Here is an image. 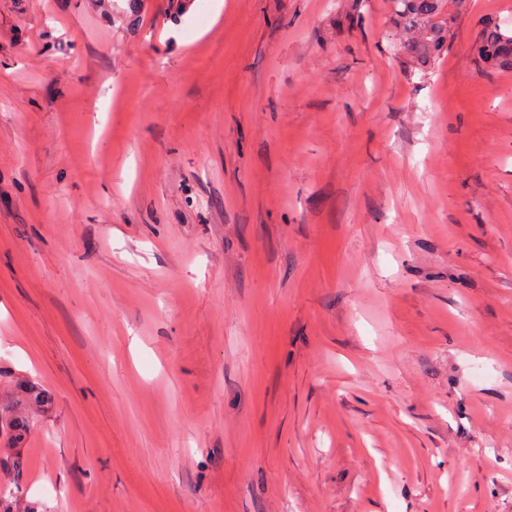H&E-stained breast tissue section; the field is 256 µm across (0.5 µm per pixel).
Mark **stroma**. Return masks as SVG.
<instances>
[{
    "instance_id": "stroma-1",
    "label": "stroma",
    "mask_w": 512,
    "mask_h": 512,
    "mask_svg": "<svg viewBox=\"0 0 512 512\" xmlns=\"http://www.w3.org/2000/svg\"><path fill=\"white\" fill-rule=\"evenodd\" d=\"M0 0L11 512H512V0ZM396 25L414 36L400 43L398 50L425 63L439 52L448 40L447 0H391ZM445 6L447 7L445 9ZM480 63L494 70H512V30L502 24H490L476 46Z\"/></svg>"
}]
</instances>
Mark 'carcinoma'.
<instances>
[{"label": "carcinoma", "instance_id": "carcinoma-1", "mask_svg": "<svg viewBox=\"0 0 512 512\" xmlns=\"http://www.w3.org/2000/svg\"><path fill=\"white\" fill-rule=\"evenodd\" d=\"M394 23L412 33L399 45V51L418 61L426 62L439 52L448 40V0H392ZM480 63L494 70H512V30L502 24H490L483 30L476 46ZM30 429L22 415L0 414V431L11 438H19Z\"/></svg>", "mask_w": 512, "mask_h": 512}]
</instances>
